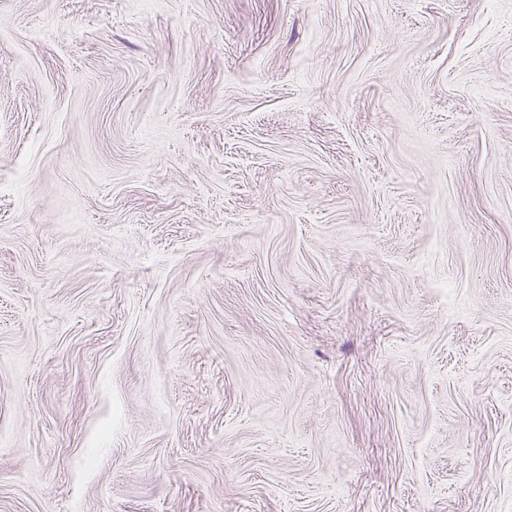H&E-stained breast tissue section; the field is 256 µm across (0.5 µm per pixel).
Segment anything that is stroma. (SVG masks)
<instances>
[{
	"label": "stroma",
	"mask_w": 512,
	"mask_h": 512,
	"mask_svg": "<svg viewBox=\"0 0 512 512\" xmlns=\"http://www.w3.org/2000/svg\"><path fill=\"white\" fill-rule=\"evenodd\" d=\"M0 512H512V0H0Z\"/></svg>",
	"instance_id": "obj_1"
}]
</instances>
